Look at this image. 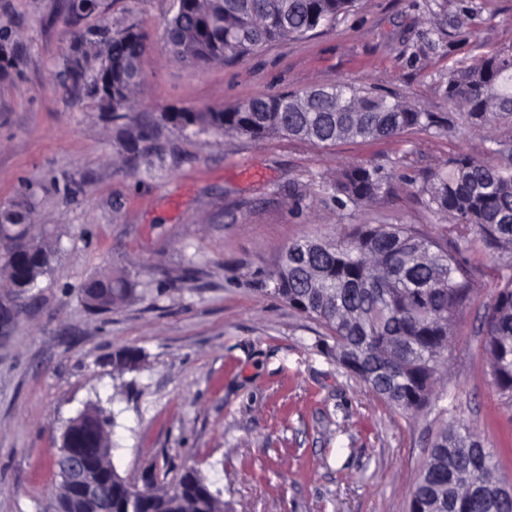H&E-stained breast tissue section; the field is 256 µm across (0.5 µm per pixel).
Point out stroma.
Segmentation results:
<instances>
[{
    "instance_id": "stroma-1",
    "label": "stroma",
    "mask_w": 512,
    "mask_h": 512,
    "mask_svg": "<svg viewBox=\"0 0 512 512\" xmlns=\"http://www.w3.org/2000/svg\"><path fill=\"white\" fill-rule=\"evenodd\" d=\"M0 0V211L33 209L57 260L0 338V512H54L53 460L65 423L101 403L112 462L131 485L171 487L195 466L224 512H408L443 424L466 422L512 484V404L493 387L482 323L498 271L479 255V290L448 347L439 410L410 417L376 398L325 350V329L279 300L270 278L303 237L353 224L445 219L417 189L438 162L479 153V136L315 145L220 136L161 122L260 95L348 84L451 112L448 69L512 47V0H360L335 25L199 69L164 39L172 0ZM483 24L455 29L464 7ZM133 27L149 48L122 117L73 87L75 37ZM362 163L391 175L371 207H340L330 179ZM125 271L132 296L88 311L79 288ZM140 350L115 372L113 353Z\"/></svg>"
}]
</instances>
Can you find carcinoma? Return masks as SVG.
Returning <instances> with one entry per match:
<instances>
[{"label":"carcinoma","instance_id":"1","mask_svg":"<svg viewBox=\"0 0 512 512\" xmlns=\"http://www.w3.org/2000/svg\"><path fill=\"white\" fill-rule=\"evenodd\" d=\"M359 0H173L168 23L172 54L206 68L244 57L277 40L301 38L332 25ZM100 68L86 94L112 111L129 108L148 48L146 35L118 32L92 44ZM445 94L454 112H424L396 96L348 85L264 95L224 110L162 113V121L224 136L263 140L287 136L316 145L339 140H389L407 131L429 136L453 130L485 135L481 155L459 153L432 171L419 187L428 207L449 215L448 232L428 235L411 224H356L346 238H303L282 252L272 274L274 291L291 307L321 323L333 340L336 362L377 396L416 417L436 406L437 375L447 363L459 314L475 292L476 265L461 260L479 243L495 259L499 276L486 306L483 349L492 385L512 403V52L497 50L448 72ZM354 207L381 202L391 176L352 164L331 185ZM44 225L15 212L0 221V269L12 272L0 298L14 315L25 307L55 260L42 240ZM112 300L86 286L80 298L92 312H106L132 293L123 273H112ZM136 349L118 351L112 365L127 368ZM81 446L92 458L100 495L93 501L57 485L55 512H224L220 490L187 467L170 490L137 494L111 462L112 445L96 434L112 429V417L95 404L83 412ZM493 456L458 421L439 431L410 502V512H512V501L492 495Z\"/></svg>","mask_w":512,"mask_h":512}]
</instances>
